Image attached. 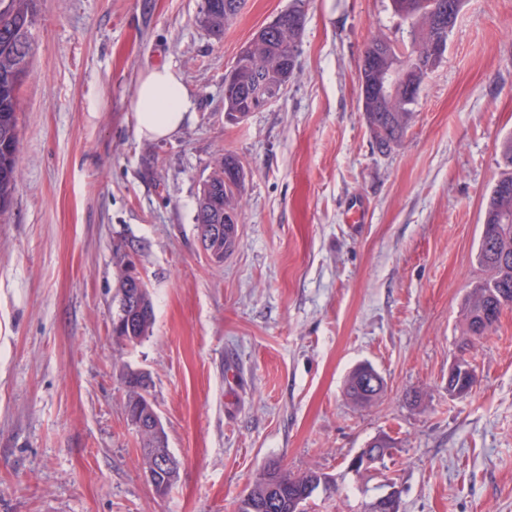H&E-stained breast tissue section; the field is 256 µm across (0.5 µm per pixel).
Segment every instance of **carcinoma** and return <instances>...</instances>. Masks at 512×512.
<instances>
[{"label":"carcinoma","mask_w":512,"mask_h":512,"mask_svg":"<svg viewBox=\"0 0 512 512\" xmlns=\"http://www.w3.org/2000/svg\"><path fill=\"white\" fill-rule=\"evenodd\" d=\"M35 0H0V210L6 209L21 171L17 165L20 151L18 136L19 91L32 55L31 28L35 23ZM235 0H205L204 22L217 35L233 19L238 10ZM462 0H392L394 12L411 21L414 29L408 59L382 61L381 65L395 73L398 83L408 81L421 86L425 77L441 61L432 58L430 40L436 25H456ZM289 32H269L263 46L251 54L239 55L233 70L224 78V109H246L260 91L282 90L286 83V68L296 67L297 46L288 40ZM408 102L389 101L375 96L361 98L362 112L373 132L377 149L385 153L399 142L414 122L415 112ZM503 169L489 193L479 244V262L489 271V277L473 289L466 307L467 332L483 336L494 327L482 317L484 311L495 307L498 294L512 298V223L503 226L496 222L495 214L502 208L512 211V136L501 143ZM245 172L242 162L231 154L215 159L214 170L201 188L196 223L200 235L208 237L216 227L224 234V250L235 243L237 213L235 199ZM506 260H501L502 255ZM137 307L143 314H134L133 333L145 339L154 323V306L149 290L139 294ZM125 406L138 402L139 375L131 371L124 380ZM392 440L379 443L369 451L368 468L384 463L391 455ZM321 490L330 496L336 493V481L330 475L311 470L295 476L276 463H270L241 498L237 512H297L296 502L306 496L307 490Z\"/></svg>","instance_id":"carcinoma-1"}]
</instances>
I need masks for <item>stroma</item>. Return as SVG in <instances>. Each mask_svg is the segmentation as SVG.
Listing matches in <instances>:
<instances>
[{"instance_id": "obj_1", "label": "stroma", "mask_w": 512, "mask_h": 512, "mask_svg": "<svg viewBox=\"0 0 512 512\" xmlns=\"http://www.w3.org/2000/svg\"><path fill=\"white\" fill-rule=\"evenodd\" d=\"M297 4L287 90L227 121V70ZM203 7L35 0L21 179L0 213V512H236L273 460L335 478L308 512H365L391 489L400 512H512V308L480 338L464 316L488 276L478 243L512 136V0H465L413 125L385 153L359 64L375 34L410 42L391 0H243L219 38ZM165 64L194 113L174 137L142 140L136 83ZM224 153L247 176L218 263L196 214ZM131 244L155 322L125 345L112 317ZM462 353L478 381L457 398L448 370ZM363 363L386 383L368 406L345 394ZM131 368L148 374L180 461L162 496L125 417ZM382 434L394 441L383 467L349 472Z\"/></svg>"}]
</instances>
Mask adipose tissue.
I'll return each mask as SVG.
<instances>
[{
	"mask_svg": "<svg viewBox=\"0 0 512 512\" xmlns=\"http://www.w3.org/2000/svg\"><path fill=\"white\" fill-rule=\"evenodd\" d=\"M193 108L182 76L174 68L153 67L140 75L134 101L139 138L153 141L173 137Z\"/></svg>",
	"mask_w": 512,
	"mask_h": 512,
	"instance_id": "adipose-tissue-1",
	"label": "adipose tissue"
}]
</instances>
